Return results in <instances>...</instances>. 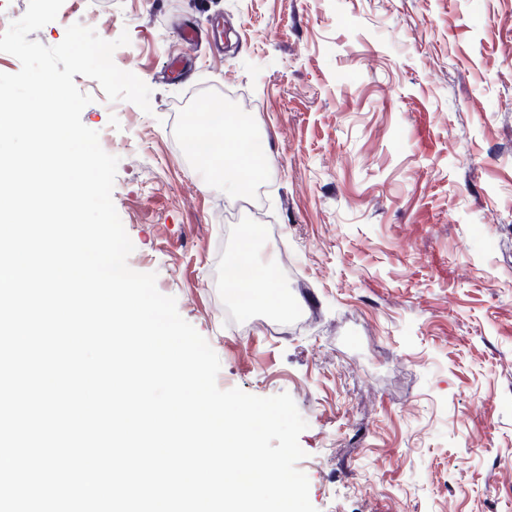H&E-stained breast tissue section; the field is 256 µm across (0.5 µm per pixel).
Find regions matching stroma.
Masks as SVG:
<instances>
[{"label":"stroma","mask_w":512,"mask_h":512,"mask_svg":"<svg viewBox=\"0 0 512 512\" xmlns=\"http://www.w3.org/2000/svg\"><path fill=\"white\" fill-rule=\"evenodd\" d=\"M75 23L128 33L114 62L151 89L146 113L74 77L128 264L219 388L291 395L317 512H512V0H64L29 38ZM211 96L268 148L254 207L185 149ZM254 224L289 316L225 283Z\"/></svg>","instance_id":"stroma-1"}]
</instances>
